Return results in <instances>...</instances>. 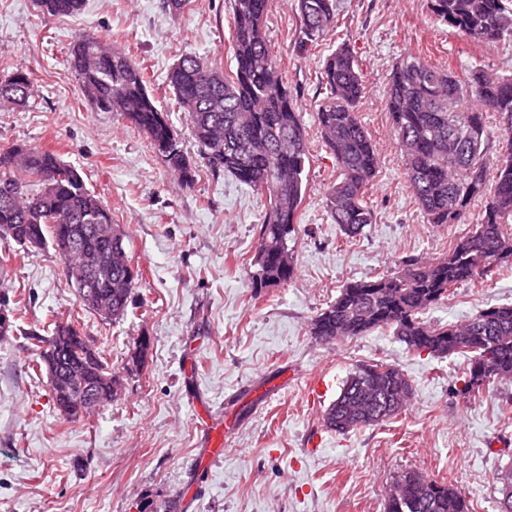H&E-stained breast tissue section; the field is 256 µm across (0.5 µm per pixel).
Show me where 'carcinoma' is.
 Segmentation results:
<instances>
[{
    "label": "carcinoma",
    "mask_w": 512,
    "mask_h": 512,
    "mask_svg": "<svg viewBox=\"0 0 512 512\" xmlns=\"http://www.w3.org/2000/svg\"><path fill=\"white\" fill-rule=\"evenodd\" d=\"M84 0H35L45 17L80 12ZM438 20L462 35L494 42L512 35V0H428ZM268 0H232L234 71L205 59L181 56L168 74L175 101L186 112L192 138L212 175H229L268 198L258 230L253 279L256 288L280 286L296 274L293 252L282 250L297 232V213L307 192L308 145L298 98L269 49L264 21ZM301 48L316 45L336 24V0H297ZM70 64L84 92L101 112H117L143 132L154 148L169 146L168 168L189 187L196 160L178 145L167 112L158 108L144 69L127 53L105 48L94 34L78 36ZM329 90L315 120L333 155L339 176L325 193V206L345 235L354 237L373 223L365 190L377 156L357 120L365 86L357 60L346 45L329 54L322 68ZM32 80L16 70L0 80V103L29 98ZM393 135L404 158L417 204L432 224H465L473 200L485 198L472 233L442 256L408 258L398 271L343 286L336 299L312 320L310 334L333 343L390 327L407 348L432 356L466 355L461 392L479 396L496 380L512 379V305H494L460 324H432L424 314L448 298V289L473 284L512 266V77L471 70L468 81L411 56L393 67L386 91ZM498 117L487 126L484 114ZM0 228L21 247L51 245L63 261L83 263L86 284L79 303L106 321L127 315L139 272L126 251L125 234L112 210L86 185L82 173L57 153L27 146L0 151ZM29 339L40 361L61 371H80L97 393V405L115 398L119 381L94 342L75 322L54 323L52 336ZM405 374L386 363L362 364L350 374L324 414L338 433L379 424L352 422L349 411L365 404L389 419L411 393ZM82 390L53 393L61 415L78 420ZM498 512H512V468L496 474ZM385 512H472L465 492L416 470L404 472L385 500Z\"/></svg>",
    "instance_id": "cac0c4a2"
}]
</instances>
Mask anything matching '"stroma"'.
I'll list each match as a JSON object with an SVG mask.
<instances>
[{"label":"stroma","instance_id":"obj_1","mask_svg":"<svg viewBox=\"0 0 512 512\" xmlns=\"http://www.w3.org/2000/svg\"><path fill=\"white\" fill-rule=\"evenodd\" d=\"M337 3L336 26L303 52L294 0H269L266 39L303 106L308 190L294 278L256 288L266 197L204 168L181 186L143 133L93 107L69 60L86 32L132 55L182 148L196 154L167 75L186 53L233 71L231 0H190L178 16L163 0H84L80 13L50 18L34 0H0V79L19 69L35 85L24 105H0V149H47L81 168L141 273L126 317L108 322L80 306L52 247L0 239V297L14 325L0 341V512H384L388 488L412 469L460 487L473 512H497L495 475L512 466V382L471 398L461 392L465 356L410 351L388 327L324 344L310 324L344 284L397 270L405 257H440L482 214L477 201L467 223L431 224L417 205L385 107L395 64L415 54L462 81L476 66L510 75L512 36L470 39L427 0ZM342 44L361 68L357 116L378 158L365 192L374 221L354 238L325 207L338 170L315 121L328 94L323 61ZM495 304H512L510 266L458 287L425 317L460 323ZM68 319L120 382L112 402L76 421L57 410L46 374L33 372L38 350L27 337ZM372 360L406 374V407L376 426L327 429L324 412L345 379ZM318 378L327 391L316 401ZM216 436L224 456L203 466Z\"/></svg>","mask_w":512,"mask_h":512}]
</instances>
